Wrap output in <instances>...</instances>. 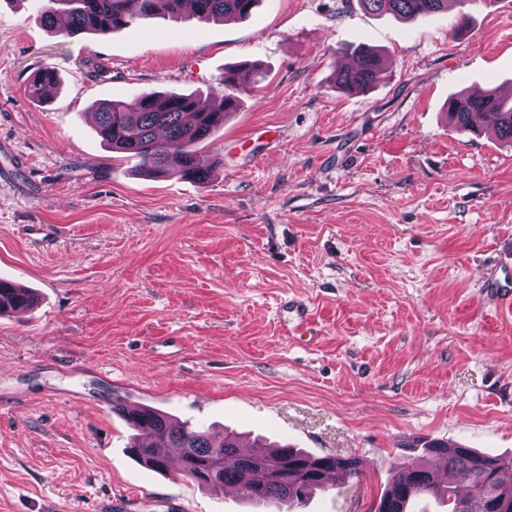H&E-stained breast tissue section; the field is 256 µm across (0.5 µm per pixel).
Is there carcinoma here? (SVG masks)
Listing matches in <instances>:
<instances>
[{"instance_id":"1","label":"carcinoma","mask_w":512,"mask_h":512,"mask_svg":"<svg viewBox=\"0 0 512 512\" xmlns=\"http://www.w3.org/2000/svg\"><path fill=\"white\" fill-rule=\"evenodd\" d=\"M129 0H43L38 17L50 31L63 35L92 32L106 36L127 25ZM140 16H171L184 10L200 22L245 19L259 0H137ZM372 13H390L406 20H423L448 8V0H359ZM356 61L333 71L336 87L344 92L370 88L382 72L381 54L364 44L353 49ZM255 69H229L212 92L219 103L208 105L202 96L148 94L132 103L109 100L96 107L97 133L112 149L139 161L149 175L172 169L182 177L205 182L211 169L199 163L198 146L224 126L236 110V92L256 80ZM58 83L55 70L45 67L28 87L40 101ZM231 110H226V106ZM448 121L465 133H479L489 115L496 120V136L512 147V100L495 92L457 93L448 98ZM36 295L0 279V315L32 308ZM112 412L131 430L129 449L135 458L157 471L167 469L171 448L184 449L182 474L202 487H234L255 503H302L314 490L326 488L329 476L358 479L363 475L356 457H312L288 446L244 454L232 431L216 435L189 425L176 426L151 407L130 410L119 398ZM423 451L436 455L443 475L435 477L414 463L404 462L390 473L376 512H407L410 500L430 496L448 500V512H512V465L470 448L450 447L426 440Z\"/></svg>"}]
</instances>
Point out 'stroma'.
<instances>
[{
    "instance_id": "obj_1",
    "label": "stroma",
    "mask_w": 512,
    "mask_h": 512,
    "mask_svg": "<svg viewBox=\"0 0 512 512\" xmlns=\"http://www.w3.org/2000/svg\"><path fill=\"white\" fill-rule=\"evenodd\" d=\"M0 0V512H278L128 451L113 397L191 426L362 460L291 512H374L427 438L512 460V149L450 125V95L512 93V0L416 22L358 0H260L246 20L136 17L66 36ZM364 43L384 69L333 82ZM263 77L199 151L206 183L148 177L97 135V103ZM45 66L60 83L27 91ZM307 301L302 333L279 303ZM36 300L32 291L0 279V315L25 312L35 305Z\"/></svg>"
}]
</instances>
